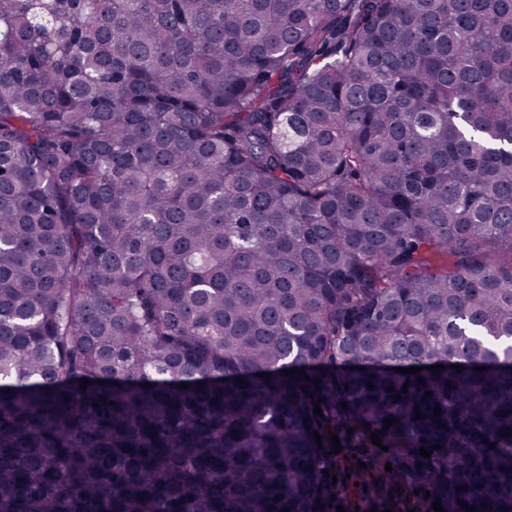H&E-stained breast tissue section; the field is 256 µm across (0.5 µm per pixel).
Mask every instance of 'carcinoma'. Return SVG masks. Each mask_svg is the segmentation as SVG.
<instances>
[{"instance_id":"cac0c4a2","label":"carcinoma","mask_w":512,"mask_h":512,"mask_svg":"<svg viewBox=\"0 0 512 512\" xmlns=\"http://www.w3.org/2000/svg\"><path fill=\"white\" fill-rule=\"evenodd\" d=\"M503 430L512 0H0V512H512Z\"/></svg>"}]
</instances>
